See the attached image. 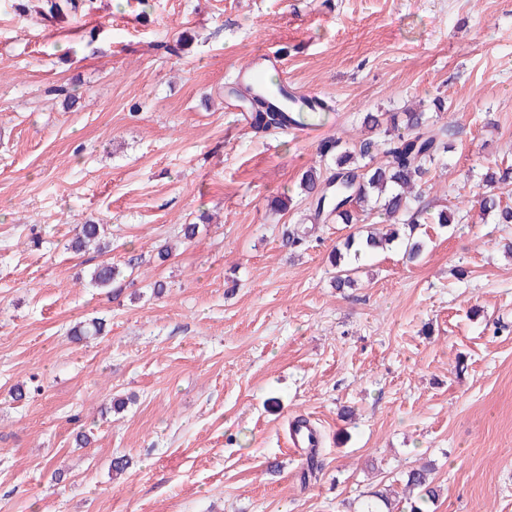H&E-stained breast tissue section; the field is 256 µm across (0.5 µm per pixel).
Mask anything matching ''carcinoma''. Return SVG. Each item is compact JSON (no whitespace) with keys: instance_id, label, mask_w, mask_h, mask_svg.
I'll return each instance as SVG.
<instances>
[{"instance_id":"carcinoma-1","label":"carcinoma","mask_w":512,"mask_h":512,"mask_svg":"<svg viewBox=\"0 0 512 512\" xmlns=\"http://www.w3.org/2000/svg\"><path fill=\"white\" fill-rule=\"evenodd\" d=\"M48 11L42 13L46 20L53 21L61 15L62 7L77 12L79 0H46ZM303 118L301 112L251 113V125L257 132L271 128L284 129L286 124ZM430 116L426 112L368 113L363 117L364 134L353 143L339 137H330L320 147V157L326 160L325 167H311L303 172L300 186L305 198L313 203L309 220L313 224L335 222L337 224H364L369 218H379L409 229L400 235L392 232L379 237L370 230L348 236L344 251H335L336 276L334 286L340 290L354 286V275L358 268L345 262L352 254L358 259L362 254L384 250L394 242L404 248V256L410 262L418 261L426 250V243L414 237L417 224L425 221L446 228L452 223L448 209L429 212L420 205V197L411 195V189L423 182L430 166L451 145L438 139L429 130ZM509 171L499 173L487 168L481 178L482 191L473 201L481 213L492 218L495 224H512V208L501 206L498 190L507 183ZM100 225L83 224L74 238V247L84 249L99 243ZM119 274L109 262L94 268L90 283L106 287ZM104 330V321L95 318L78 325L75 336H97ZM406 488L415 493L411 512H427L424 505L439 498V489L430 478V470L422 467L404 474ZM391 501L384 491H375L363 504L361 512H384L390 509Z\"/></svg>"}]
</instances>
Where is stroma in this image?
<instances>
[{"instance_id":"35a3bbf8","label":"stroma","mask_w":512,"mask_h":512,"mask_svg":"<svg viewBox=\"0 0 512 512\" xmlns=\"http://www.w3.org/2000/svg\"><path fill=\"white\" fill-rule=\"evenodd\" d=\"M41 6L0 0V512H360L388 485L408 512L402 474L425 463L435 512H512V225L478 218L465 176L512 166V0ZM180 35V58L155 51ZM262 48L332 105L324 137L419 103L451 127L422 198L460 222L420 225L419 262L392 245L339 291L357 225L288 247L319 142L255 136L226 103ZM90 220L105 249L73 250ZM105 261L119 276L90 287ZM94 317L104 334L74 339ZM298 416L321 435L308 481Z\"/></svg>"}]
</instances>
